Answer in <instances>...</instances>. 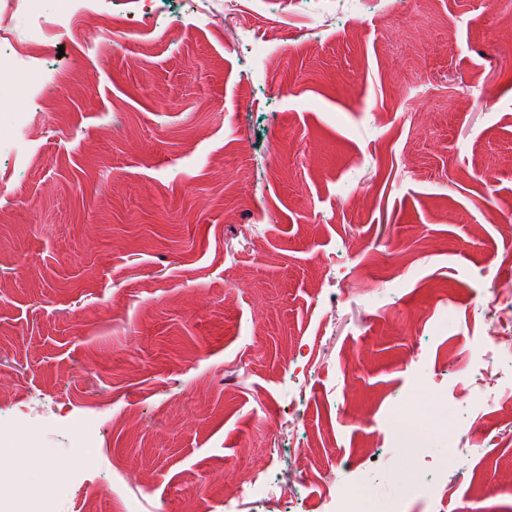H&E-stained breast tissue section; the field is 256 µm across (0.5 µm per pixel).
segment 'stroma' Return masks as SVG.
<instances>
[{"label": "stroma", "mask_w": 512, "mask_h": 512, "mask_svg": "<svg viewBox=\"0 0 512 512\" xmlns=\"http://www.w3.org/2000/svg\"><path fill=\"white\" fill-rule=\"evenodd\" d=\"M205 2L88 0L0 69V512L45 466L55 512H231L313 439L232 512H512V16ZM313 449L312 448H299L298 452L295 456V472L293 478L289 481H280L277 483H270L266 481L264 478V471H247L242 472L239 481L235 486V491H232L231 494L226 495L227 505H229L232 499L239 497L242 495L244 490H248L252 495L262 496V495H280L285 496L291 494L294 487L296 485H301L302 481H304L307 477V473L305 471V467H299V459H303L306 462V465L309 463L312 465H317V462L314 458H312Z\"/></svg>", "instance_id": "obj_1"}]
</instances>
